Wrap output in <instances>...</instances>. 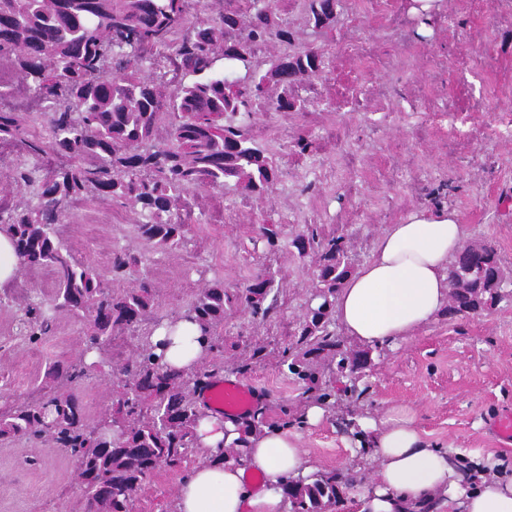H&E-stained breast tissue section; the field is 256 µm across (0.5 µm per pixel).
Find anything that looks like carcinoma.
<instances>
[{"mask_svg": "<svg viewBox=\"0 0 512 512\" xmlns=\"http://www.w3.org/2000/svg\"><path fill=\"white\" fill-rule=\"evenodd\" d=\"M186 0H0V57L14 56L17 74L43 105L46 136L26 143L29 164L16 170L27 188L18 206L0 203V226L11 234L23 268L48 267L57 278L51 299L23 306L29 340L50 334L57 316L88 314L93 333L88 349L105 357L111 371L128 378L113 402L110 422L85 417L69 388L84 377L75 362H56L52 384L40 397L17 400L0 410V435L44 437L70 456L88 512H131L143 484L157 469L177 471L194 445L201 417L186 378L164 367L152 351L151 334L160 320L150 284L115 292L88 265L76 260L60 239L58 226L84 195L129 204L141 221L137 235L158 249L185 240L180 208L202 185L263 194L274 183L272 157L253 146L238 118L251 114L262 84L280 92L268 101L276 112H300L306 101L294 94L299 77L324 73V53L308 48L286 54L236 91L213 72L217 51L239 62L271 40L288 44L291 33L273 8L244 0L216 19L188 22ZM314 28L336 20V0H307ZM189 75L198 79L184 82ZM169 138L155 140L162 123ZM342 237L298 234L301 254L319 255L315 298L292 334L289 372L306 389L320 388L321 367L344 377L369 363V352L353 349L327 329L336 293L352 274ZM141 260L127 252L113 255L118 275L138 273ZM506 273L493 249L466 245L449 272L448 316L480 314L501 300ZM252 316H271L278 307L273 279L258 273L242 290ZM224 284L203 289L185 315L209 339V350L224 352ZM133 333L135 351L113 350L116 339ZM351 483L326 470L308 485L282 486L289 512H343V488Z\"/></svg>", "mask_w": 512, "mask_h": 512, "instance_id": "cac0c4a2", "label": "carcinoma"}]
</instances>
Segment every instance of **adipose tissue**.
Listing matches in <instances>:
<instances>
[{
    "mask_svg": "<svg viewBox=\"0 0 512 512\" xmlns=\"http://www.w3.org/2000/svg\"><path fill=\"white\" fill-rule=\"evenodd\" d=\"M466 232L456 212L415 210L390 225L371 259L349 276L336 295L335 312L345 334L366 347L412 337L448 303L450 267ZM208 339L198 323L179 316L158 327L151 343L164 365L192 373ZM360 453L350 467L369 470L348 512H512V478L488 476L459 462L422 436L413 415L349 419ZM203 458L181 482L174 512H285L282 486L312 483L320 468L303 452L298 436L281 428L247 433L236 418L203 416L195 428ZM226 448L240 457L220 459Z\"/></svg>",
    "mask_w": 512,
    "mask_h": 512,
    "instance_id": "obj_1",
    "label": "adipose tissue"
}]
</instances>
